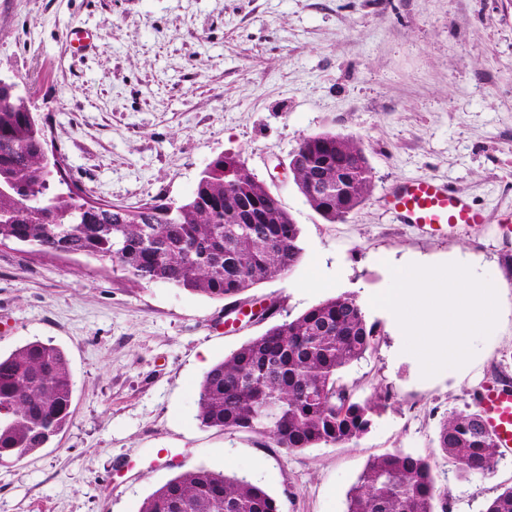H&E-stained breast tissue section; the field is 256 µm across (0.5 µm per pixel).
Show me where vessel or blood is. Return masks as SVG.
Returning <instances> with one entry per match:
<instances>
[{"instance_id":"b4317fda","label":"vessel or blood","mask_w":512,"mask_h":512,"mask_svg":"<svg viewBox=\"0 0 512 512\" xmlns=\"http://www.w3.org/2000/svg\"><path fill=\"white\" fill-rule=\"evenodd\" d=\"M389 201L403 223L435 235L459 228L477 230L484 214L449 185L434 180L406 181L394 187ZM478 407L501 453L512 454V387L483 388Z\"/></svg>"}]
</instances>
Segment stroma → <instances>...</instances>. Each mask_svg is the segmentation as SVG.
I'll return each instance as SVG.
<instances>
[{"mask_svg":"<svg viewBox=\"0 0 512 512\" xmlns=\"http://www.w3.org/2000/svg\"><path fill=\"white\" fill-rule=\"evenodd\" d=\"M95 35L74 54L67 34ZM0 79L25 89L85 194L127 207L190 197L207 164L239 154L301 227V261L251 297L280 317L354 294L378 336L341 372L359 399L389 393L356 443L287 453L252 434L202 427L200 383L265 323L224 325V304L111 264L0 245V353L58 346L75 387L70 424L45 448L0 463V512H139L180 468L203 465L274 494L281 512H346L366 464L430 459L448 512H484L512 485V455L462 480L439 453L448 411L488 382L512 384V0H0ZM339 133L372 167L364 203L328 222L288 170L302 136ZM451 183L486 216L431 236L399 223L387 191ZM465 257L503 283L496 334L461 369L422 378L387 310L390 266ZM175 448L165 463L157 449Z\"/></svg>","mask_w":512,"mask_h":512,"instance_id":"stroma-1","label":"stroma"}]
</instances>
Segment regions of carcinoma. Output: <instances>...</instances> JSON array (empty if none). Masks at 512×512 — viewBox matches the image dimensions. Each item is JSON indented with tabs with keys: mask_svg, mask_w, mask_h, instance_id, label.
<instances>
[{
	"mask_svg": "<svg viewBox=\"0 0 512 512\" xmlns=\"http://www.w3.org/2000/svg\"><path fill=\"white\" fill-rule=\"evenodd\" d=\"M348 165L356 177L344 190L327 199L310 193L318 180L336 185V173ZM290 168L310 207L332 223L372 188L364 149L341 134L300 138ZM267 199L265 183L237 155L220 154L184 201L94 206L69 175L59 174L28 98L0 80V244L82 255L135 283L238 302L256 285L286 275L302 256L299 225ZM377 334L347 293L274 321L206 372L197 419L288 453L355 443L389 396L360 400L340 372L364 357ZM73 394L69 362L52 343L35 340L0 355V461L46 447L69 423ZM437 448L464 478L487 475L498 454L476 408L448 413ZM140 512H280V504L244 478L200 466L157 487ZM346 512H448V491L437 486L429 459L388 452L367 463L347 493ZM485 512H512V486L491 498Z\"/></svg>",
	"mask_w": 512,
	"mask_h": 512,
	"instance_id": "carcinoma-1",
	"label": "carcinoma"
}]
</instances>
